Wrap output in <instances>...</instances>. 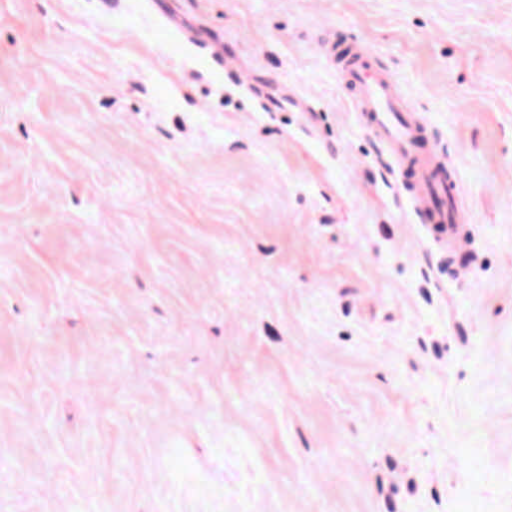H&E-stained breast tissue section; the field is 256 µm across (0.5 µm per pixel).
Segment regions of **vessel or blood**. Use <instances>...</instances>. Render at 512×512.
I'll use <instances>...</instances> for the list:
<instances>
[{"mask_svg":"<svg viewBox=\"0 0 512 512\" xmlns=\"http://www.w3.org/2000/svg\"><path fill=\"white\" fill-rule=\"evenodd\" d=\"M325 55L338 81L349 87L363 127L400 179L406 209L429 227L442 249H454L462 218L450 192L452 179L443 173L439 156L424 147V127L408 109L399 82L362 47L340 50L331 44Z\"/></svg>","mask_w":512,"mask_h":512,"instance_id":"obj_1","label":"vessel or blood"}]
</instances>
